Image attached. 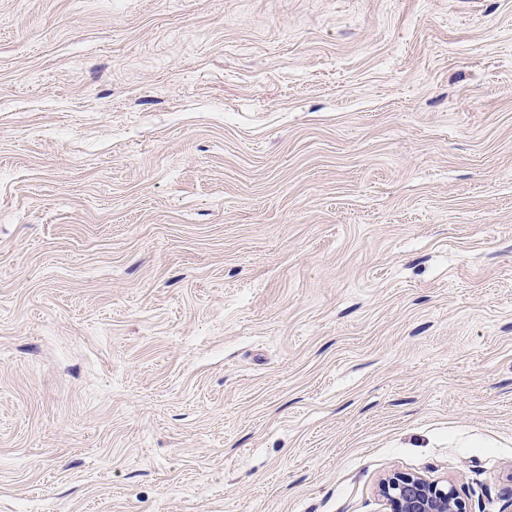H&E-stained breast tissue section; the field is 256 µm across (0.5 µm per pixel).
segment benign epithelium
<instances>
[{
	"label": "benign epithelium",
	"instance_id": "7a95c632",
	"mask_svg": "<svg viewBox=\"0 0 512 512\" xmlns=\"http://www.w3.org/2000/svg\"><path fill=\"white\" fill-rule=\"evenodd\" d=\"M393 512H468L451 481L418 474L391 473L378 486Z\"/></svg>",
	"mask_w": 512,
	"mask_h": 512
}]
</instances>
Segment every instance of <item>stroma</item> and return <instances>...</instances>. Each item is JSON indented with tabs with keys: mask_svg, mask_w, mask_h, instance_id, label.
<instances>
[{
	"mask_svg": "<svg viewBox=\"0 0 512 512\" xmlns=\"http://www.w3.org/2000/svg\"><path fill=\"white\" fill-rule=\"evenodd\" d=\"M512 512V0H0V512ZM394 512H468L451 481L418 474L391 473L378 486Z\"/></svg>",
	"mask_w": 512,
	"mask_h": 512,
	"instance_id": "35a3bbf8",
	"label": "stroma"
}]
</instances>
